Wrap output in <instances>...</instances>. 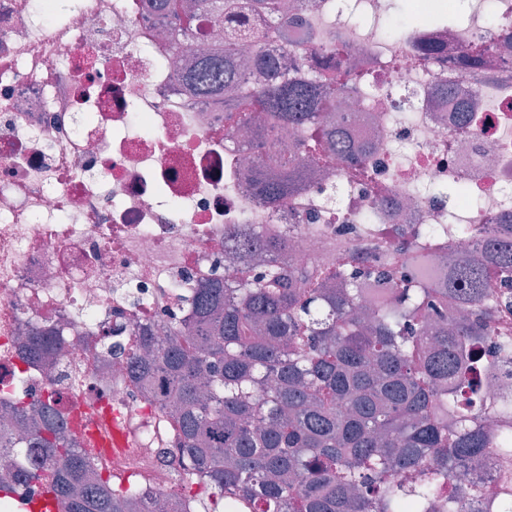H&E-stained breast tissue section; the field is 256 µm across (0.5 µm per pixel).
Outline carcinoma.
<instances>
[{
  "label": "carcinoma",
  "instance_id": "cac0c4a2",
  "mask_svg": "<svg viewBox=\"0 0 512 512\" xmlns=\"http://www.w3.org/2000/svg\"><path fill=\"white\" fill-rule=\"evenodd\" d=\"M163 2L183 17L177 49L200 15L224 27V47L184 75L190 90L216 99L236 90L239 44L288 43L273 25L286 0ZM256 73L239 124L256 114L313 123L346 93L334 73L290 75L272 58ZM337 144L306 141L305 159L319 163ZM271 162L276 172L260 175L257 189L275 208L302 187L303 166L282 155ZM506 231L448 278L430 280L398 265L399 246L352 254L338 273L334 243L313 267H284L286 231L225 230L239 276L212 270L192 289L189 315L167 325L162 341L138 332L129 355L133 381L174 415L181 470L246 512H434L449 498L468 501V512H512V393L488 392L489 379L512 378V339L496 338L500 317L488 308L499 286L512 310V224ZM366 281L376 298L364 310ZM54 344L35 333L23 363ZM0 408V497L35 483L53 487L61 512H140L141 486L96 476L57 405L0 390ZM487 409L503 421L494 431L482 425ZM490 452L502 463L497 499L450 486L454 467H475ZM403 470L422 479L395 480Z\"/></svg>",
  "mask_w": 512,
  "mask_h": 512
}]
</instances>
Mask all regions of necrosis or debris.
<instances>
[{"label": "necrosis or debris", "instance_id": "necrosis-or-debris-1", "mask_svg": "<svg viewBox=\"0 0 512 512\" xmlns=\"http://www.w3.org/2000/svg\"><path fill=\"white\" fill-rule=\"evenodd\" d=\"M44 22L37 0H0V387L27 402L125 410L138 442L123 459L98 456L96 474L140 483L150 512H177V432L168 414L129 382L124 359L95 354L115 318L128 332L185 316L174 284L202 281L224 258L231 224H292L286 256L311 264L337 238L429 245L435 229L453 259L473 257L512 222V50L495 45L496 23L449 27L448 0L403 37L375 24L388 0H307L280 19L290 71L310 72L344 47L340 71L355 90L328 123L344 133L350 161L311 172L270 210L249 163L299 155L323 125L256 119L233 128L236 98L191 93L181 75L192 54L172 46L182 20L147 0H58ZM497 82L473 85L475 123L436 92L458 79L474 44ZM441 47L428 59L422 49ZM327 123V124H328ZM463 187L448 198L442 186ZM57 333L50 372L16 383L21 341Z\"/></svg>", "mask_w": 512, "mask_h": 512}]
</instances>
